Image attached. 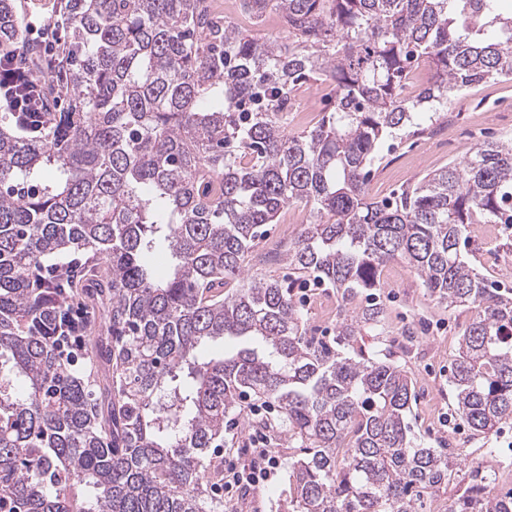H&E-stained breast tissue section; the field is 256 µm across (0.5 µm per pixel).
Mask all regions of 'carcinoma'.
Instances as JSON below:
<instances>
[{
  "label": "carcinoma",
  "instance_id": "1",
  "mask_svg": "<svg viewBox=\"0 0 512 512\" xmlns=\"http://www.w3.org/2000/svg\"><path fill=\"white\" fill-rule=\"evenodd\" d=\"M61 2L65 68L42 131L0 114V512H224L211 449L251 396L282 410L288 512H415L455 461L409 437L412 381L355 346L383 314L356 299L401 259L438 302L475 310L453 364L459 411L480 434L512 419V288L460 253L470 225H512V138L380 201L367 167L415 115L512 79L506 0H241L279 11L288 43L224 24L210 0ZM42 50L0 0V53ZM419 60L427 77L406 96ZM321 79L333 109L288 134L295 87ZM295 203L313 217L288 268L340 296L332 343L308 336L292 284L245 269ZM75 249L86 263H54ZM161 249L165 278L147 261ZM96 305L105 323L79 337L77 376L51 327ZM226 337L234 353L205 355ZM487 479L472 468L448 512H512V490Z\"/></svg>",
  "mask_w": 512,
  "mask_h": 512
}]
</instances>
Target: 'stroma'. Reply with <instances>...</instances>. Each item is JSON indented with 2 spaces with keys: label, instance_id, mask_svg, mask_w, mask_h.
Masks as SVG:
<instances>
[{
  "label": "stroma",
  "instance_id": "35a3bbf8",
  "mask_svg": "<svg viewBox=\"0 0 512 512\" xmlns=\"http://www.w3.org/2000/svg\"><path fill=\"white\" fill-rule=\"evenodd\" d=\"M512 137V80L490 79L463 90L453 111L442 113L438 123L424 122L422 131L400 132L386 139L368 182L373 199L392 196L413 186L426 173L465 161L481 144ZM299 206H290L267 225L246 259L250 274L280 279L288 274L287 261L259 266L258 254L274 249L282 239H296L301 227L294 219ZM461 250L481 273L503 288H512V272L502 268L512 257V228L496 225L493 236L471 227ZM292 294L303 306L308 333L315 338L336 335L335 291L317 288ZM384 310V326L365 331L358 343L368 351L390 358L404 367L416 384L418 399L411 428L414 442L425 448H446L456 463L447 486L425 496L417 512H449L454 500L471 482V463L480 449H493L492 468L499 491L512 489V420L489 434L475 435L462 420L450 386L453 359L461 335L474 317L473 311L450 309L430 297L414 269L404 262L387 265L376 292ZM286 467H279L268 481L232 491L224 497V512H285L282 490Z\"/></svg>",
  "mask_w": 512,
  "mask_h": 512
}]
</instances>
